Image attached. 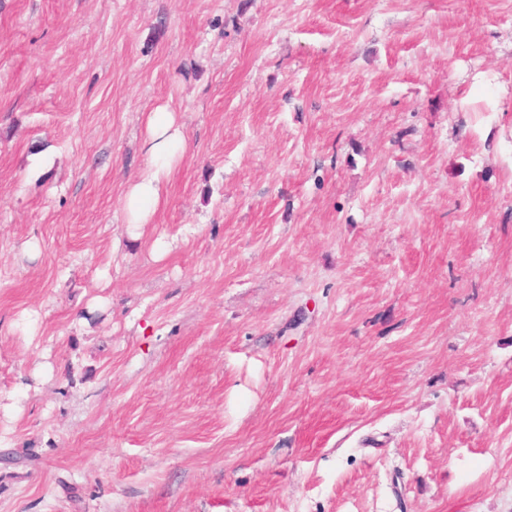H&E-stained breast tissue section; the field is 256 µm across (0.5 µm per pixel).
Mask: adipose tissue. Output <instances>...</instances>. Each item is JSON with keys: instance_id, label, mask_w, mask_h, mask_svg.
Listing matches in <instances>:
<instances>
[{"instance_id": "1", "label": "adipose tissue", "mask_w": 512, "mask_h": 512, "mask_svg": "<svg viewBox=\"0 0 512 512\" xmlns=\"http://www.w3.org/2000/svg\"><path fill=\"white\" fill-rule=\"evenodd\" d=\"M147 130L151 163L127 194L125 213L130 224L150 222L161 202L163 182L184 146V136L168 112L150 113Z\"/></svg>"}]
</instances>
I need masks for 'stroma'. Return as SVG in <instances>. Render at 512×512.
<instances>
[{"mask_svg":"<svg viewBox=\"0 0 512 512\" xmlns=\"http://www.w3.org/2000/svg\"><path fill=\"white\" fill-rule=\"evenodd\" d=\"M0 512H512V0H0ZM147 130L151 163L127 194L125 213L130 224H149L161 202L163 181L184 146V136L169 112H151Z\"/></svg>","mask_w":512,"mask_h":512,"instance_id":"stroma-1","label":"stroma"}]
</instances>
